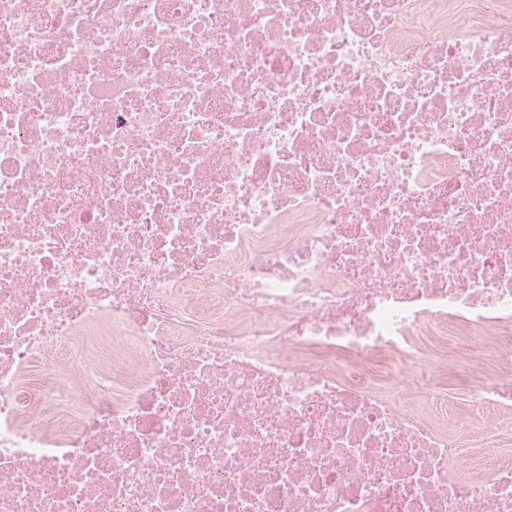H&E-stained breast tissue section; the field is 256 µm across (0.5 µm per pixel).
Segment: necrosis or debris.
Listing matches in <instances>:
<instances>
[{"instance_id": "obj_1", "label": "necrosis or debris", "mask_w": 512, "mask_h": 512, "mask_svg": "<svg viewBox=\"0 0 512 512\" xmlns=\"http://www.w3.org/2000/svg\"><path fill=\"white\" fill-rule=\"evenodd\" d=\"M0 512H512V0H0Z\"/></svg>"}]
</instances>
